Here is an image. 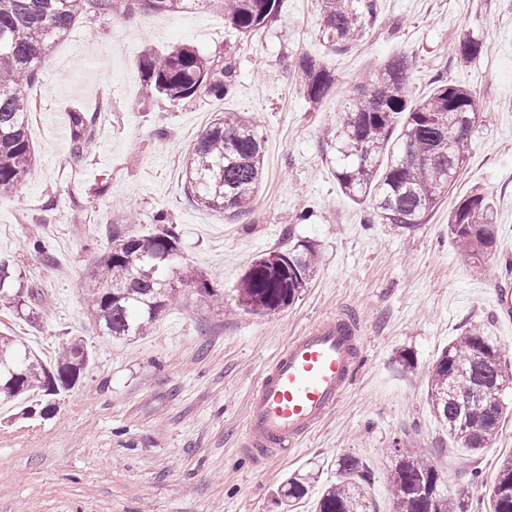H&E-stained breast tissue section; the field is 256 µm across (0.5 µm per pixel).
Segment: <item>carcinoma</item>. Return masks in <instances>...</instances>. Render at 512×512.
<instances>
[{
	"instance_id": "cac0c4a2",
	"label": "carcinoma",
	"mask_w": 512,
	"mask_h": 512,
	"mask_svg": "<svg viewBox=\"0 0 512 512\" xmlns=\"http://www.w3.org/2000/svg\"><path fill=\"white\" fill-rule=\"evenodd\" d=\"M148 12H179L206 0H132ZM281 0H224V17L239 33L252 37L275 21ZM114 0H0V190H15L26 180L34 157L27 134L28 113L22 88L34 82L41 60L84 15H106ZM377 12L376 0H322L323 31L342 50L355 41L365 18ZM482 42L470 34L459 39L456 59L480 60ZM308 98L328 93L332 76L317 60L294 63ZM411 61L395 56L353 90L336 136V178L353 200L371 198L381 224L411 228L425 221L459 177L483 112L472 94L443 79L432 94L412 103L408 87ZM145 93L181 102L199 94L223 98L235 87L234 66H219L199 50L175 47L148 52L138 60ZM70 159L78 161L94 133L96 116L70 113ZM186 192L196 205L243 215L253 207L264 178L263 140L254 124L226 112L193 144L186 159ZM448 235L471 258L482 261L495 243L493 202L479 190L461 198L448 213ZM178 233L162 227L131 235L112 225L110 247L85 281L87 307L98 325L115 339L139 336L173 301L176 288L167 270L178 251ZM318 250L309 240L290 241L288 250L257 258L238 286V306L254 315L283 310L302 296L313 276ZM24 296L15 287L10 264L0 261V308L22 312ZM20 357L17 383L0 378V400L11 401L38 387L56 396L73 387L90 355L83 343L64 346L54 368H47L25 344L0 336V355ZM512 389V361L475 325L443 348L429 372V395L448 433L473 452L495 441L505 414L503 400L475 403L477 392L501 395ZM389 476L393 512H469L468 503L448 497L444 477L413 448L394 449ZM314 482L313 474H294L278 491L293 508ZM490 512H512V454L504 458L489 493ZM316 512H371L362 461L336 460V481L326 485Z\"/></svg>"
}]
</instances>
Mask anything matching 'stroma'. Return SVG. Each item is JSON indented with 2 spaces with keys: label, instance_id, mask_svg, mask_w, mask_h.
<instances>
[{
  "label": "stroma",
  "instance_id": "stroma-1",
  "mask_svg": "<svg viewBox=\"0 0 512 512\" xmlns=\"http://www.w3.org/2000/svg\"><path fill=\"white\" fill-rule=\"evenodd\" d=\"M466 33L482 43L469 66L455 60ZM177 45L233 61L235 90L179 103L143 95L140 55ZM303 55L334 77L316 103L287 67ZM398 55L413 64L411 100L441 77L489 113L455 185L410 229L368 223L371 201L351 200L335 175L351 89ZM23 96L40 107L28 121L35 160L24 185L0 191V259L28 290V314L0 311V335L21 337L49 365L80 339L92 360L72 389L49 399L48 414L20 413L46 400L38 389L0 403V512H283L275 491L303 471L315 483L296 512H313L344 454L362 461L374 512H390L393 448L407 440L431 455L450 494L487 512L498 466L512 455V410L494 444L468 451L437 419L428 376L470 324L512 358V322L495 304L508 285L499 268L512 258V0H379L343 50L323 35L321 0H283L253 37L225 22L222 0L173 13L120 8L75 25ZM74 107L98 119L70 166ZM225 112L253 121L264 140V184L250 215L234 220L184 191L188 146ZM474 189L495 206L496 247L479 263L448 236L449 210ZM160 215L179 234L175 271L202 274L211 290L180 289L146 334L112 339L87 309L84 280L112 225L148 234ZM292 237L320 255L302 296L270 315L239 310L236 288L252 262ZM342 313L359 316L364 345L348 392L287 455L252 459L244 422L264 367L292 336Z\"/></svg>",
  "mask_w": 512,
  "mask_h": 512
}]
</instances>
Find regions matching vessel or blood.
Listing matches in <instances>:
<instances>
[{
  "instance_id": "b4317fda",
  "label": "vessel or blood",
  "mask_w": 512,
  "mask_h": 512,
  "mask_svg": "<svg viewBox=\"0 0 512 512\" xmlns=\"http://www.w3.org/2000/svg\"><path fill=\"white\" fill-rule=\"evenodd\" d=\"M360 344V323L348 314L287 343L250 395L245 439L253 457L288 451L335 410L353 382Z\"/></svg>"
}]
</instances>
